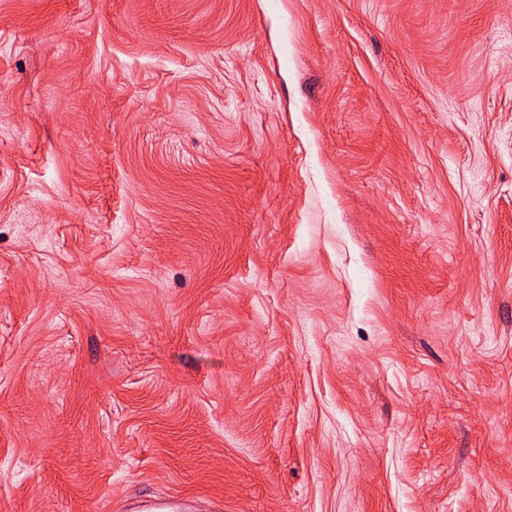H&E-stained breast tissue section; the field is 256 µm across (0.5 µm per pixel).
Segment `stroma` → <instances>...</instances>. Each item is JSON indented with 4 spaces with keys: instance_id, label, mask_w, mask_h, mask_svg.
<instances>
[{
    "instance_id": "35a3bbf8",
    "label": "stroma",
    "mask_w": 512,
    "mask_h": 512,
    "mask_svg": "<svg viewBox=\"0 0 512 512\" xmlns=\"http://www.w3.org/2000/svg\"><path fill=\"white\" fill-rule=\"evenodd\" d=\"M512 512V0H0V512Z\"/></svg>"
}]
</instances>
